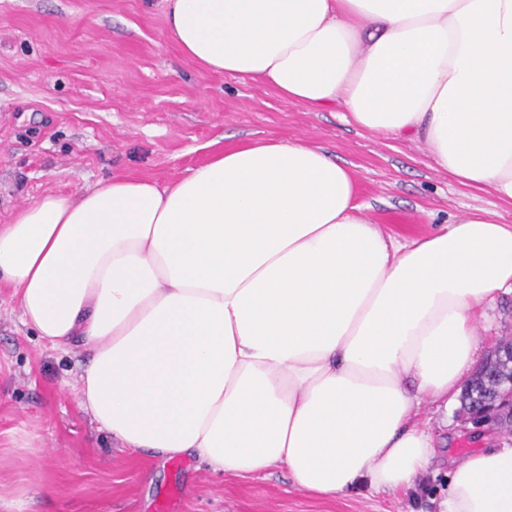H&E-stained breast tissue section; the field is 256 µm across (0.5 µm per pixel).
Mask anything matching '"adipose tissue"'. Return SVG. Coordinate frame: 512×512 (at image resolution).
I'll return each instance as SVG.
<instances>
[{
	"label": "adipose tissue",
	"mask_w": 512,
	"mask_h": 512,
	"mask_svg": "<svg viewBox=\"0 0 512 512\" xmlns=\"http://www.w3.org/2000/svg\"><path fill=\"white\" fill-rule=\"evenodd\" d=\"M201 69L420 139L512 205V0H165ZM321 147L257 141L164 186L115 175L0 224V283L53 347L91 353L80 408L124 446L304 493L417 488L476 320L512 296V224L479 210L402 239ZM440 512H512V443L446 474Z\"/></svg>",
	"instance_id": "1"
}]
</instances>
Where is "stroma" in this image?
I'll use <instances>...</instances> for the list:
<instances>
[{
  "instance_id": "stroma-1",
  "label": "stroma",
  "mask_w": 512,
  "mask_h": 512,
  "mask_svg": "<svg viewBox=\"0 0 512 512\" xmlns=\"http://www.w3.org/2000/svg\"><path fill=\"white\" fill-rule=\"evenodd\" d=\"M164 0H0V224L33 200L127 174L164 185L227 147L295 140L353 173L364 215L403 238L479 209L512 206L460 186L420 142L311 110L246 76L204 72L170 39ZM86 352L53 348L0 288V512H437L448 464L416 495L366 488L317 499L284 469L240 478L194 456L135 453L77 403ZM419 418L461 460L475 445L461 409Z\"/></svg>"
}]
</instances>
